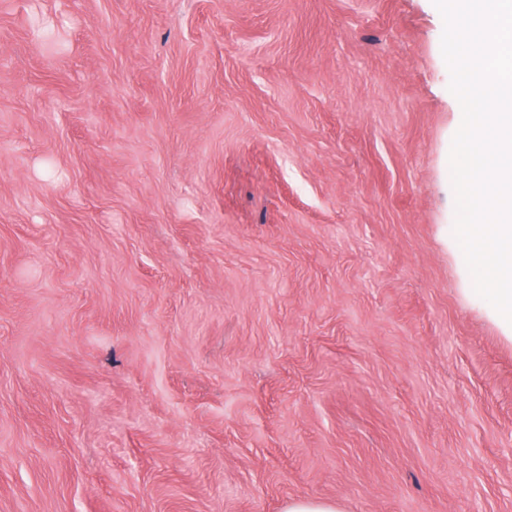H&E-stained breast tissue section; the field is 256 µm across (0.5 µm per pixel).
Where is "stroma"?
I'll use <instances>...</instances> for the list:
<instances>
[{
  "mask_svg": "<svg viewBox=\"0 0 512 512\" xmlns=\"http://www.w3.org/2000/svg\"><path fill=\"white\" fill-rule=\"evenodd\" d=\"M432 0H0V512H512ZM284 512H342L334 500L299 498L289 500Z\"/></svg>",
  "mask_w": 512,
  "mask_h": 512,
  "instance_id": "stroma-1",
  "label": "stroma"
}]
</instances>
